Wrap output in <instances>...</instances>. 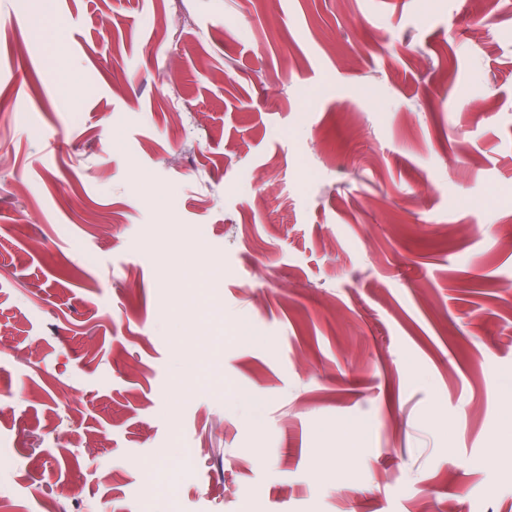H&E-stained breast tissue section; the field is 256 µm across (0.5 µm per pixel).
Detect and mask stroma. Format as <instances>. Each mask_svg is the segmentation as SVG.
I'll return each instance as SVG.
<instances>
[{
	"mask_svg": "<svg viewBox=\"0 0 512 512\" xmlns=\"http://www.w3.org/2000/svg\"><path fill=\"white\" fill-rule=\"evenodd\" d=\"M4 458L0 512H512V6L0 0Z\"/></svg>",
	"mask_w": 512,
	"mask_h": 512,
	"instance_id": "1",
	"label": "stroma"
}]
</instances>
